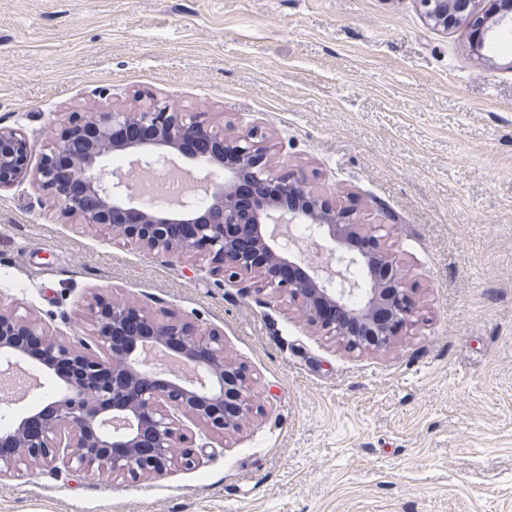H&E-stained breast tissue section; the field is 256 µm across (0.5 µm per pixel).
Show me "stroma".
Wrapping results in <instances>:
<instances>
[{
	"instance_id": "1",
	"label": "stroma",
	"mask_w": 512,
	"mask_h": 512,
	"mask_svg": "<svg viewBox=\"0 0 512 512\" xmlns=\"http://www.w3.org/2000/svg\"><path fill=\"white\" fill-rule=\"evenodd\" d=\"M140 96L257 127L388 244L422 303L349 352L287 305L0 191V303L87 339L92 295L224 331L261 413L151 480L36 466L0 512H512V36L482 53L417 0H0V127L42 155L70 113Z\"/></svg>"
}]
</instances>
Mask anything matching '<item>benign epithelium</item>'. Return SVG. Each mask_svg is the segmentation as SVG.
I'll use <instances>...</instances> for the list:
<instances>
[{"label": "benign epithelium", "mask_w": 512, "mask_h": 512, "mask_svg": "<svg viewBox=\"0 0 512 512\" xmlns=\"http://www.w3.org/2000/svg\"><path fill=\"white\" fill-rule=\"evenodd\" d=\"M428 24L464 23L476 31L473 50L499 27L512 26V0L480 14L476 0H418ZM186 140L197 153H184ZM184 154L224 172V184L198 203L193 194L163 207L138 200L133 178L147 170L170 174ZM135 157L124 174L106 171L107 158ZM29 140L0 127V191L27 179L70 224L101 226L156 259H205L231 278L253 274L248 292L295 307L315 331L351 351H386L396 334L418 321L421 305L385 247L387 225L365 227L302 176L280 172L255 128L229 138L200 116L150 102L135 110L98 105L71 113L59 139L32 167ZM254 187L250 209L234 200L237 183ZM305 224L320 241L321 260L298 266L302 248L288 225ZM382 267L387 278L377 280ZM93 344L47 331L34 318L0 307V367L57 360L69 378L47 409L29 410L0 434V478L38 464L131 479L195 466L182 419L208 440L236 433L259 412L256 379L228 356L224 332L169 316L123 297L88 304Z\"/></svg>", "instance_id": "7a95c632"}]
</instances>
